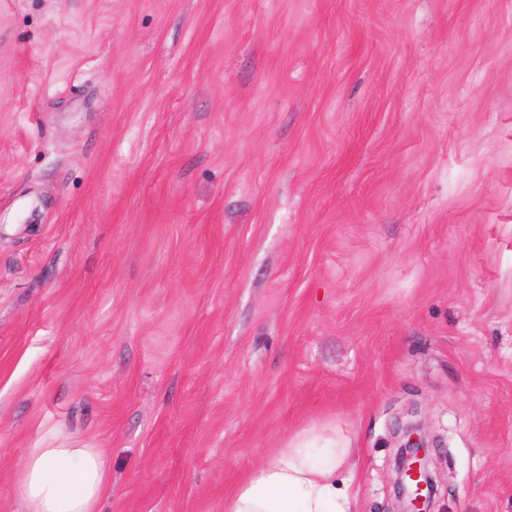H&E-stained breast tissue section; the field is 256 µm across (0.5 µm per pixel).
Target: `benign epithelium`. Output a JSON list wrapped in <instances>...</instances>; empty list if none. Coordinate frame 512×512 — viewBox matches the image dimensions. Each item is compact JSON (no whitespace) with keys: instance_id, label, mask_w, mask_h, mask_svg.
<instances>
[{"instance_id":"7a95c632","label":"benign epithelium","mask_w":512,"mask_h":512,"mask_svg":"<svg viewBox=\"0 0 512 512\" xmlns=\"http://www.w3.org/2000/svg\"><path fill=\"white\" fill-rule=\"evenodd\" d=\"M402 432L393 461L396 512H431L437 485L421 425L409 422Z\"/></svg>"}]
</instances>
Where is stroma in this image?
I'll return each mask as SVG.
<instances>
[{
  "mask_svg": "<svg viewBox=\"0 0 512 512\" xmlns=\"http://www.w3.org/2000/svg\"><path fill=\"white\" fill-rule=\"evenodd\" d=\"M512 512V0H0V512H224L307 432ZM105 468L96 448H31L19 494L27 512H99Z\"/></svg>",
  "mask_w": 512,
  "mask_h": 512,
  "instance_id": "1",
  "label": "stroma"
}]
</instances>
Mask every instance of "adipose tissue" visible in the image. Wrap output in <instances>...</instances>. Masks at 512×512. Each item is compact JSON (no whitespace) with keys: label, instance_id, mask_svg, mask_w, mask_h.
I'll list each match as a JSON object with an SVG mask.
<instances>
[{"label":"adipose tissue","instance_id":"ef3b65f1","mask_svg":"<svg viewBox=\"0 0 512 512\" xmlns=\"http://www.w3.org/2000/svg\"><path fill=\"white\" fill-rule=\"evenodd\" d=\"M106 461L95 448H32L18 480L27 512H98ZM349 449L295 438L250 473L224 512H353Z\"/></svg>","mask_w":512,"mask_h":512}]
</instances>
